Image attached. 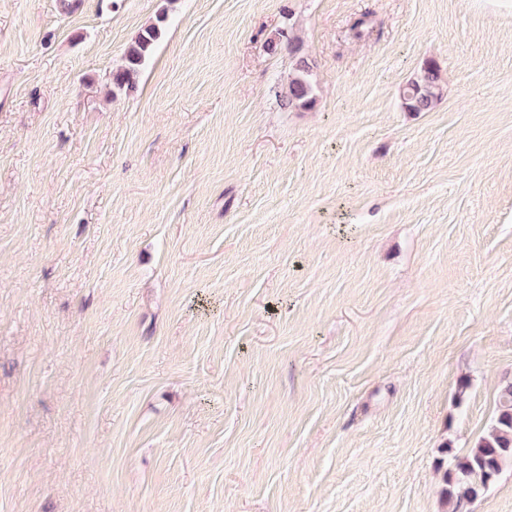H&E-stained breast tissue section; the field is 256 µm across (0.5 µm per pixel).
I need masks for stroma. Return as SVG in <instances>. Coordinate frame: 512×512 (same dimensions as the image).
Here are the masks:
<instances>
[{
    "label": "stroma",
    "mask_w": 512,
    "mask_h": 512,
    "mask_svg": "<svg viewBox=\"0 0 512 512\" xmlns=\"http://www.w3.org/2000/svg\"><path fill=\"white\" fill-rule=\"evenodd\" d=\"M510 382L512 0H0V512H452ZM167 14L161 13L157 24L144 28L130 43L125 54V65L113 73V86L118 90H132L136 86L137 77L150 57L156 42L162 35V26ZM283 38H285L284 43L288 47V51L296 56V60L293 73L288 78V85L280 95L282 105L288 110L311 109L316 103L315 89L311 81L313 64L307 57L300 54L299 45L296 44L291 29L288 30V33L281 31L278 36V43L271 41L268 44V49L276 51L278 45L282 44ZM443 97V85L437 67L428 62L402 90V105L408 112H428Z\"/></svg>",
    "instance_id": "obj_1"
}]
</instances>
